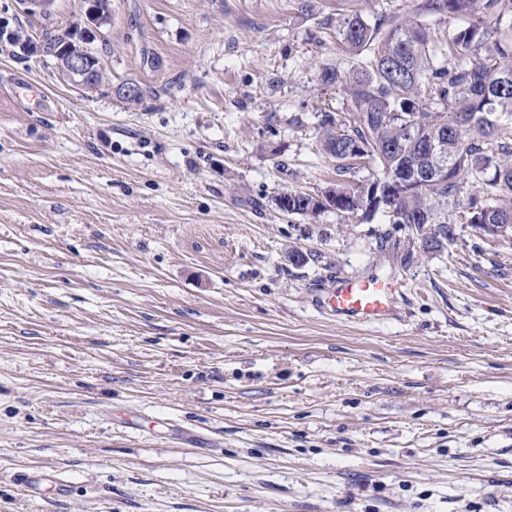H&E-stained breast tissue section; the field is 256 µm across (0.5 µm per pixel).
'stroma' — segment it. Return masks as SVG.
Here are the masks:
<instances>
[{
  "label": "stroma",
  "instance_id": "obj_1",
  "mask_svg": "<svg viewBox=\"0 0 512 512\" xmlns=\"http://www.w3.org/2000/svg\"><path fill=\"white\" fill-rule=\"evenodd\" d=\"M343 8L112 0L90 92L0 38V512H512V236L276 205L337 179ZM344 275L402 281L397 318L319 312ZM281 197L287 200V207H284L283 210L288 212V214L293 215H306V216H316V212L313 210L312 204L315 201L316 195H312L309 193H305L301 190H283L280 193ZM280 199L276 198V204L279 209H281L279 205ZM281 209V211H283ZM283 211V212H284ZM285 212V213H286ZM51 484L54 486L57 493L63 490V484L58 479L56 474L51 471L41 470L32 473L25 474L21 481V484L28 492L37 493L41 486L44 484Z\"/></svg>",
  "mask_w": 512,
  "mask_h": 512
}]
</instances>
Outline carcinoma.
Returning a JSON list of instances; mask_svg holds the SVG:
<instances>
[{"mask_svg":"<svg viewBox=\"0 0 512 512\" xmlns=\"http://www.w3.org/2000/svg\"><path fill=\"white\" fill-rule=\"evenodd\" d=\"M348 2L338 34L347 65L322 61L318 77L343 87L352 120L323 126L319 151L337 162L339 175L361 157L385 179L400 168L425 165L421 142L440 145L448 178L425 181L396 197L402 223L416 224L425 240L448 245L450 223L424 230L429 213L463 205L464 223L512 232V0H415L403 17L364 18ZM423 17L450 22L431 42ZM477 193L461 198L467 185ZM336 208L358 214L356 188L345 182L321 192ZM284 211L314 216L315 197L284 190Z\"/></svg>","mask_w":512,"mask_h":512,"instance_id":"carcinoma-1","label":"carcinoma"}]
</instances>
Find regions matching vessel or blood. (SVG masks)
I'll return each instance as SVG.
<instances>
[{
  "label": "vessel or blood",
  "mask_w": 512,
  "mask_h": 512,
  "mask_svg": "<svg viewBox=\"0 0 512 512\" xmlns=\"http://www.w3.org/2000/svg\"><path fill=\"white\" fill-rule=\"evenodd\" d=\"M402 295L400 285L387 279L343 276L323 294L320 307L329 315L360 324L389 319Z\"/></svg>",
  "instance_id": "vessel-or-blood-1"
}]
</instances>
